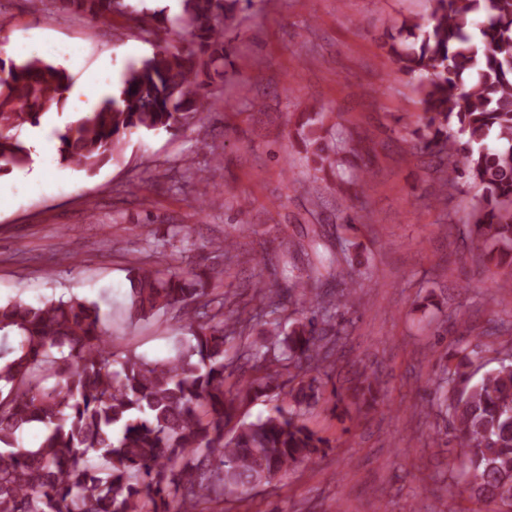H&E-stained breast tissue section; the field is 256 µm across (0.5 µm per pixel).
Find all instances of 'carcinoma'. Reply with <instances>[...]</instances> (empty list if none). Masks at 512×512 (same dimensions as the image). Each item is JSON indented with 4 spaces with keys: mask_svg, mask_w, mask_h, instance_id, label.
<instances>
[{
    "mask_svg": "<svg viewBox=\"0 0 512 512\" xmlns=\"http://www.w3.org/2000/svg\"><path fill=\"white\" fill-rule=\"evenodd\" d=\"M250 0H181L180 12L142 9L134 20L149 35L186 33L128 64L120 84L92 112L57 132L60 161L91 171L112 160L136 131L187 126L232 64L224 27ZM65 13L93 20L129 14L126 0H53ZM397 70L416 81L423 105L412 131L431 157L434 196L470 195L467 228L496 268L512 269V0H430L429 13L390 37ZM68 70L38 56L0 58V172L24 170L32 148L19 137L61 111ZM326 112H303L294 135L312 169L343 178L358 147L344 148ZM360 243L343 239L326 259L299 273L254 283L259 311L224 317L210 285L224 268L200 272L139 265L129 270L122 325L135 328L172 310L182 335L171 353L150 359L116 334L95 301L70 296L0 302V512H224L259 487L313 462L331 440L305 414L322 398L333 408L377 402L362 374L348 397L327 389L335 367L336 317L359 303L353 278ZM301 304L289 325L266 316ZM466 350L448 354L433 406L448 418L463 456L474 508L512 512V349L473 380ZM276 402L265 417L235 419L238 406ZM40 430L23 445V435Z\"/></svg>",
    "mask_w": 512,
    "mask_h": 512,
    "instance_id": "cac0c4a2",
    "label": "carcinoma"
}]
</instances>
